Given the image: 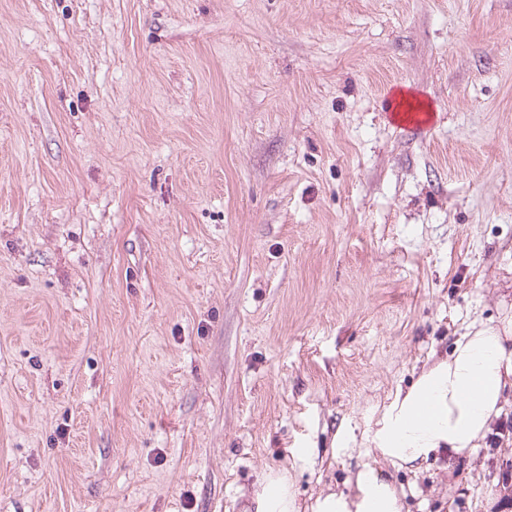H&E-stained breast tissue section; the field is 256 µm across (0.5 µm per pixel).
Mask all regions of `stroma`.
<instances>
[{
  "label": "stroma",
  "instance_id": "35a3bbf8",
  "mask_svg": "<svg viewBox=\"0 0 512 512\" xmlns=\"http://www.w3.org/2000/svg\"><path fill=\"white\" fill-rule=\"evenodd\" d=\"M510 315L512 0H0V512L307 507ZM444 465L500 512L512 423ZM404 102L407 103V107L411 104L414 110H421L422 112H412L405 114V112H410L406 110L405 112H401L399 116L398 123H402L411 127L419 128L424 127L428 124L427 115L424 112H431V108L424 102H421L417 96L410 92L399 91L397 93ZM414 102H417L414 104ZM251 504L244 512H299L288 471L265 476L253 491Z\"/></svg>",
  "mask_w": 512,
  "mask_h": 512
}]
</instances>
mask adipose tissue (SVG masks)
<instances>
[{"instance_id":"1","label":"adipose tissue","mask_w":512,"mask_h":512,"mask_svg":"<svg viewBox=\"0 0 512 512\" xmlns=\"http://www.w3.org/2000/svg\"><path fill=\"white\" fill-rule=\"evenodd\" d=\"M512 387V319L457 336L447 359L395 394L364 431L366 457L343 491L320 492L310 512H404L406 492L381 470L388 463L419 475L436 460L481 446L506 414ZM253 512H299L287 473L265 476L251 496Z\"/></svg>"}]
</instances>
